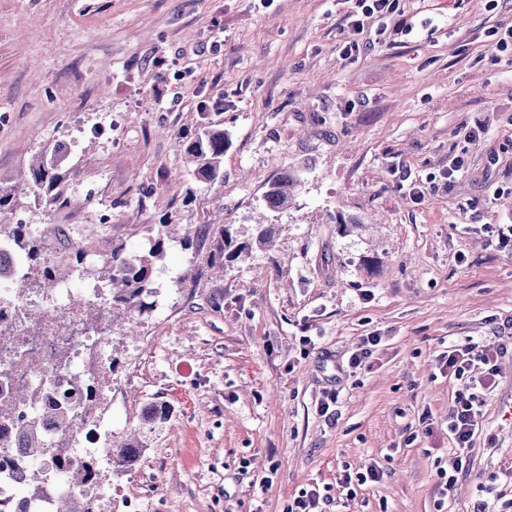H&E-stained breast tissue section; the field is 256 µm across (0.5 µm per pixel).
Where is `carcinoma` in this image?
Instances as JSON below:
<instances>
[{"instance_id": "1", "label": "carcinoma", "mask_w": 512, "mask_h": 512, "mask_svg": "<svg viewBox=\"0 0 512 512\" xmlns=\"http://www.w3.org/2000/svg\"><path fill=\"white\" fill-rule=\"evenodd\" d=\"M230 146V138L224 129L205 126L194 137L180 144L192 176L201 184H212L224 178V152ZM58 149L42 151L29 163L30 179L13 186H0V214L11 211L19 205L20 193L28 191L45 203L56 204L61 199L60 188L65 172L56 158ZM302 189L301 181L289 171L283 172L268 187L263 195L265 209L277 216L290 209ZM271 224H259L253 241L238 243L229 225L219 224L214 232L212 246L207 256L211 268L224 267L228 262H246L255 248L265 246L271 237ZM0 241L11 243L27 260L36 267H43V274L36 283L43 297L54 300V289L65 279L83 280L90 276L107 286L104 305L98 310L120 309L127 319L128 330L138 326L137 317L152 309L147 301L152 296L156 262L174 242L170 225L160 224L154 229L138 250L127 248L126 244L112 243L109 254L93 259L94 251L83 240L77 238L70 244V250L60 262L52 265L44 263V244L41 236L31 230L28 224L0 223ZM30 396L24 392L0 398V426L11 424L29 410ZM92 413L103 407V400L91 389L72 401L71 393L60 397V403L29 415L26 429V459L30 464H38L48 457L55 474L64 477L71 484L91 487L101 481V473L96 470V459L83 454L69 432L72 415L76 408ZM52 419L61 427V437L50 442L44 438L40 420ZM170 421L166 405L153 402L145 414V424L154 428ZM112 448V469H122L131 464L142 445L138 439H129L120 444H110ZM57 512H95L92 496L82 499L66 498L59 503Z\"/></svg>"}]
</instances>
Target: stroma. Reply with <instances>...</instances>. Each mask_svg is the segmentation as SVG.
Listing matches in <instances>:
<instances>
[{"mask_svg": "<svg viewBox=\"0 0 512 512\" xmlns=\"http://www.w3.org/2000/svg\"><path fill=\"white\" fill-rule=\"evenodd\" d=\"M349 0H0V184L62 146L65 204L23 197L7 224H94L168 248L137 336L112 332V435L171 420L112 472L136 512H286L314 486L325 512H512V0H399L342 53ZM224 127V179L198 184L179 146ZM482 125L479 140L467 130ZM464 160L453 184L440 176ZM303 189L275 242L223 273L212 225L255 234L268 185ZM420 185V197L410 194ZM347 227H340V220ZM382 338L368 367L349 358ZM504 348L468 461L448 412L462 389L437 357L451 344ZM339 390L321 414L324 393ZM382 463L376 483L345 473ZM271 484H264V477Z\"/></svg>", "mask_w": 512, "mask_h": 512, "instance_id": "stroma-1", "label": "stroma"}]
</instances>
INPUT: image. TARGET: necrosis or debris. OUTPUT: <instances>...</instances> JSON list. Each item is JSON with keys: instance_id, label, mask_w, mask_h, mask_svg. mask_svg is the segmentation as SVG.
<instances>
[{"instance_id": "necrosis-or-debris-1", "label": "necrosis or debris", "mask_w": 512, "mask_h": 512, "mask_svg": "<svg viewBox=\"0 0 512 512\" xmlns=\"http://www.w3.org/2000/svg\"><path fill=\"white\" fill-rule=\"evenodd\" d=\"M26 266L24 257L0 244V361L11 363L12 351L24 352L26 364L13 369L9 387L34 396L38 406L48 404L49 389L70 391L75 387L74 375H82L103 396L112 394V373L108 350L111 332L92 328L86 322L88 306L104 301L101 288L89 284L85 304H68L72 292L63 283L55 290L54 303H46L41 292L28 287L21 273ZM37 309L42 313L37 327H30L26 314ZM112 426L105 415L87 416L75 413L71 435L91 449L104 468L112 466V451L105 441ZM22 431L18 425L0 426V512H55L61 499L80 496L79 488L50 476V464L33 468L25 464ZM43 488L40 497L21 494L29 483Z\"/></svg>"}]
</instances>
